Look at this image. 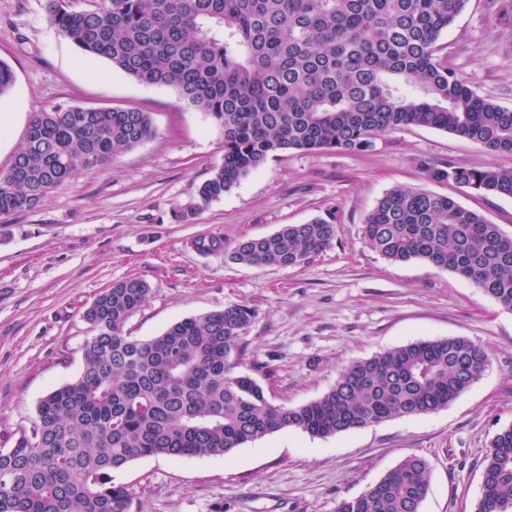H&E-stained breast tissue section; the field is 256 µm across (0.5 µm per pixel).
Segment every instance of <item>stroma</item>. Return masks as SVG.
<instances>
[{
	"instance_id": "stroma-1",
	"label": "stroma",
	"mask_w": 512,
	"mask_h": 512,
	"mask_svg": "<svg viewBox=\"0 0 512 512\" xmlns=\"http://www.w3.org/2000/svg\"><path fill=\"white\" fill-rule=\"evenodd\" d=\"M449 69L481 96L512 107V0H467L440 40ZM0 61L13 70L0 96L14 119L0 131V171L32 117L56 107L150 113L153 138L112 164L78 174L42 204L0 218V448L30 430L40 400L75 380L91 334L83 314L129 276L151 291L126 328L149 339L174 322L242 304L253 317L238 342L241 370L270 401L317 399L342 369L417 340L464 337L490 363L437 412L314 438L286 429L223 456L142 457L114 471L131 512H337L406 456L424 458L430 482L420 512H475L490 442L512 426V311L455 273L420 260L391 262L364 240L367 215L407 185L453 198L512 235V198L430 179L421 161L512 170L492 152L426 127L397 130L365 153L289 151L242 177L191 223L175 218L224 157L210 115L170 87L146 85L90 60L49 24L44 0H0ZM336 213L332 245L296 267L233 262L246 238ZM220 234L204 255L191 240Z\"/></svg>"
}]
</instances>
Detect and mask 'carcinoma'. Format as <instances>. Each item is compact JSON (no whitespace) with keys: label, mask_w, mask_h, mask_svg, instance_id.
<instances>
[{"label":"carcinoma","mask_w":512,"mask_h":512,"mask_svg":"<svg viewBox=\"0 0 512 512\" xmlns=\"http://www.w3.org/2000/svg\"><path fill=\"white\" fill-rule=\"evenodd\" d=\"M467 0H101L73 11L45 0L50 24L87 56L169 86L208 113L224 162L176 212L184 223L284 151L367 152L410 126L512 153V108L448 69L439 40ZM415 89L405 95L401 86ZM156 133L136 109L40 112L0 172V216L36 208L83 171L103 168ZM429 178L512 198V171L421 162ZM334 212L240 241L231 259L295 267L331 246ZM364 238L389 261L420 259L463 277L512 311V235L453 199L410 186L386 191ZM201 254L224 237L199 235ZM150 285L112 283L85 312L92 328L78 378L40 400L32 430L0 448V512H130L112 472L147 456H219L295 428L328 437L448 407L483 374L488 354L463 337L420 340L345 367L321 397L273 404L239 372L245 305L184 318L151 339L126 330ZM429 466L410 455L337 512H420ZM476 512H512V426L493 437Z\"/></svg>","instance_id":"cac0c4a2"}]
</instances>
